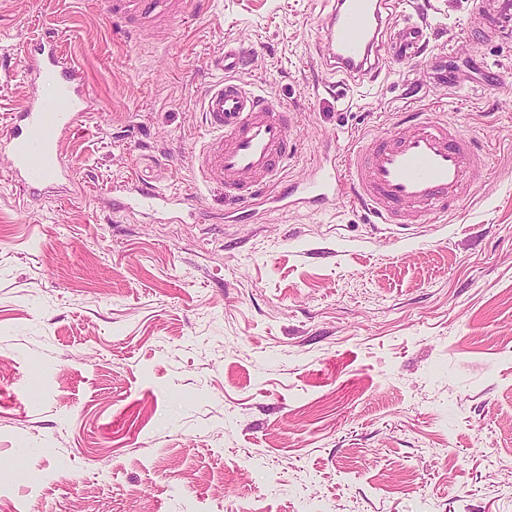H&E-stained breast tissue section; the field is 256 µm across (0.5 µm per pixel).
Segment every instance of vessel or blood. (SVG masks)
I'll list each match as a JSON object with an SVG mask.
<instances>
[{"instance_id":"b4317fda","label":"vessel or blood","mask_w":512,"mask_h":512,"mask_svg":"<svg viewBox=\"0 0 512 512\" xmlns=\"http://www.w3.org/2000/svg\"><path fill=\"white\" fill-rule=\"evenodd\" d=\"M112 14L135 31L166 34L180 20L200 14L203 0H110ZM385 0H336L326 26L334 68L351 78L420 57L429 45L427 25L405 13H385ZM486 34L512 36V0H480ZM244 60L225 45L222 80L204 97L203 120L211 132L198 151L202 182L224 188L227 200L244 205L256 189L274 188V201L319 204L342 200L378 224H406L419 209H447L463 199L469 171L481 161L471 138L428 113L416 112L411 130L354 146L347 156L321 161L315 178L281 184L292 151L287 109L245 88L236 78ZM33 90L0 135V153L25 192L48 189L69 175L63 142L94 109L82 71L67 62L53 33L27 53ZM131 204L169 210L184 197L143 185L129 189Z\"/></svg>"}]
</instances>
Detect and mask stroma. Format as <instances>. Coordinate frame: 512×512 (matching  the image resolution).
Returning a JSON list of instances; mask_svg holds the SVG:
<instances>
[{"label": "stroma", "instance_id": "1", "mask_svg": "<svg viewBox=\"0 0 512 512\" xmlns=\"http://www.w3.org/2000/svg\"><path fill=\"white\" fill-rule=\"evenodd\" d=\"M334 2L207 0L137 39L104 0H0V131L44 32L95 95L71 180L32 197L0 157V512H512V39L478 36V0H398L432 54L354 81ZM228 40L294 114L289 179L428 112L484 147L464 201L395 230L344 201L226 219L195 156ZM127 182L197 212L127 208Z\"/></svg>", "mask_w": 512, "mask_h": 512}]
</instances>
